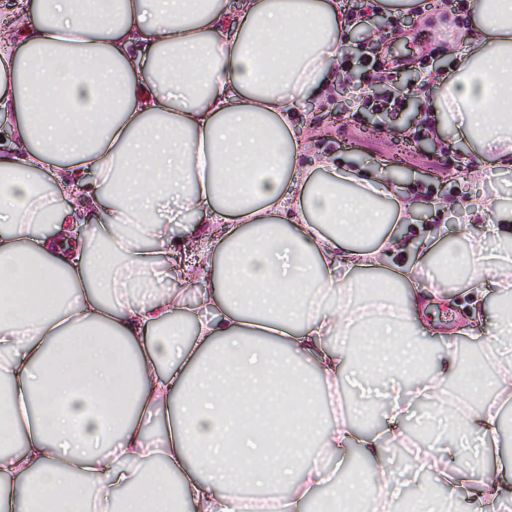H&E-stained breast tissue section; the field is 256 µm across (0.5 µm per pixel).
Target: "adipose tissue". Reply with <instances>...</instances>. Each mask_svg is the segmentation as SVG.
<instances>
[{"instance_id":"1","label":"adipose tissue","mask_w":512,"mask_h":512,"mask_svg":"<svg viewBox=\"0 0 512 512\" xmlns=\"http://www.w3.org/2000/svg\"><path fill=\"white\" fill-rule=\"evenodd\" d=\"M470 12L434 113L503 163L512 0H472ZM354 28L338 0H243L231 18L220 0H0V412L11 416L0 512H237L226 489L244 476L287 487L280 512H313L330 482L313 453L341 468L352 446L374 469L336 493L341 512L363 485L399 497L378 436H356L346 416L274 437L250 423L340 381L380 386L394 424L413 403L448 406V445L425 452L423 468L479 512L512 500V486L459 463L462 435L501 430L512 364L472 368L488 391L479 406L447 389L456 338H483L488 294L501 300L497 341H512V204L476 200L491 218L466 250L420 255L432 278L423 305L389 296L411 276L395 229L419 202L383 174L338 167L292 129ZM55 92L67 106L53 112ZM83 212L97 219L81 235ZM173 215L197 221L189 253ZM487 242L503 254L491 267ZM166 254L181 259L178 284ZM461 274L470 313L449 328L446 356L428 357L414 325L429 306L453 305L446 282ZM340 336L380 346L383 364L332 348ZM120 398L134 408L116 418ZM160 414L163 434L146 438L144 421Z\"/></svg>"}]
</instances>
